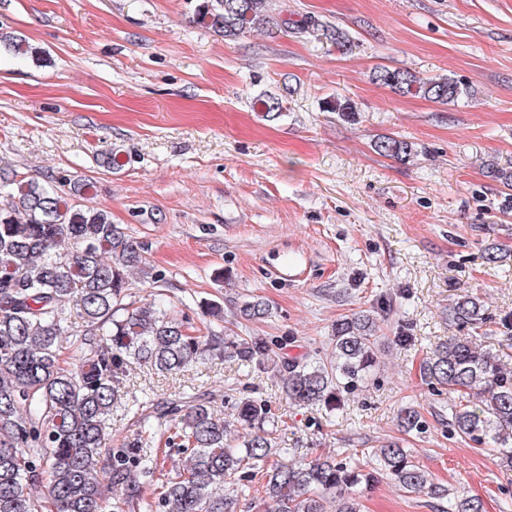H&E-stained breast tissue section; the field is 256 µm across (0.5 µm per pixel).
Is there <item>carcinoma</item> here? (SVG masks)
Masks as SVG:
<instances>
[{"label": "carcinoma", "mask_w": 512, "mask_h": 512, "mask_svg": "<svg viewBox=\"0 0 512 512\" xmlns=\"http://www.w3.org/2000/svg\"><path fill=\"white\" fill-rule=\"evenodd\" d=\"M197 14L228 40L273 22L267 0H203ZM322 33L349 50L348 34L309 19L298 26ZM372 80L402 94L439 105L470 95L451 77L423 78L381 67ZM282 102L254 99L253 110L275 120ZM385 157L407 161L414 144L391 135L374 143ZM91 189L64 175L43 181L0 177V512H125L141 500V478L164 465L142 448L140 438L110 443L108 421L121 402L120 379L132 363L161 372L184 369L206 354L228 356L258 369L271 364L283 373V391L299 406L318 405L332 413L344 390L368 380L376 366L380 327L369 314L336 321L334 357L328 362L270 356L266 339L203 332L176 319L160 303L125 302L133 270H147L141 244L112 223L109 211L82 205ZM80 306L87 330L74 329L65 304ZM240 316L261 320L270 314L261 298L244 302ZM454 320L479 329L487 320L481 298L464 294L452 304ZM79 337L81 357L62 358L63 343ZM512 354L483 350L477 337L451 336L420 365L427 384L457 394L451 427L477 445L491 444L493 461L512 471ZM160 416L173 423L168 443L187 455L186 463L159 493L163 512H233V493L256 476L264 480L271 512H361L358 487L373 478L354 457L332 456L287 462L276 447L277 425L265 403L249 398L237 405L242 433L228 429L209 402L172 400ZM407 433H422L425 421L411 407L400 413ZM376 469L409 493L448 499L444 512H484L477 496L448 493L431 482L407 449L389 441L373 451ZM109 473L111 501L96 479L98 465Z\"/></svg>", "instance_id": "1"}]
</instances>
